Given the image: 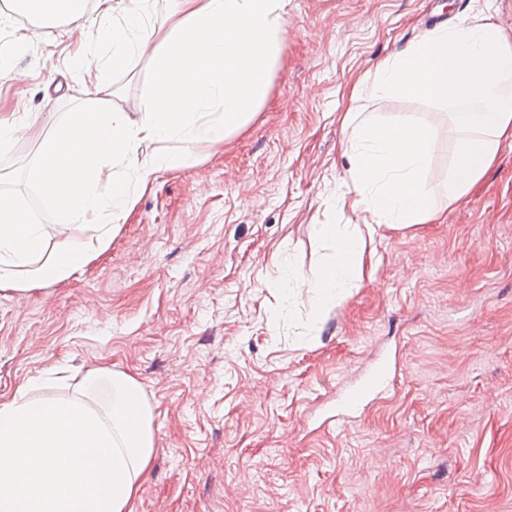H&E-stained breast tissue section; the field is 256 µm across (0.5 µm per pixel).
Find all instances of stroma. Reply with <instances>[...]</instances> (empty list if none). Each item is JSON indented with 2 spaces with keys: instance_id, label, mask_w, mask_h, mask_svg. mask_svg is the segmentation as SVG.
I'll use <instances>...</instances> for the list:
<instances>
[{
  "instance_id": "35a3bbf8",
  "label": "stroma",
  "mask_w": 512,
  "mask_h": 512,
  "mask_svg": "<svg viewBox=\"0 0 512 512\" xmlns=\"http://www.w3.org/2000/svg\"><path fill=\"white\" fill-rule=\"evenodd\" d=\"M470 0H288L266 99L220 145L157 173L109 247L68 279L20 297L0 290V399L29 380L66 396L87 370L136 379L154 408L156 453L134 512H512V145L481 184L435 220L380 227L357 288L312 320L282 300L278 259L315 271L330 253L317 224L358 222L332 204L340 120L353 80L455 21ZM16 58L21 112L63 115L83 98L59 29ZM148 61L114 70V103L134 113ZM360 109L438 129L428 181L448 174L445 112L417 101ZM43 136L0 158L54 242L30 170ZM394 355L391 391L336 428L337 399Z\"/></svg>"
}]
</instances>
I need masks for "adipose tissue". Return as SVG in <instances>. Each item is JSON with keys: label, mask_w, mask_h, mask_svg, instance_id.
I'll return each instance as SVG.
<instances>
[{"label": "adipose tissue", "mask_w": 512, "mask_h": 512, "mask_svg": "<svg viewBox=\"0 0 512 512\" xmlns=\"http://www.w3.org/2000/svg\"><path fill=\"white\" fill-rule=\"evenodd\" d=\"M169 28L148 32L149 0H10L11 13L38 27H65L82 47L72 67L85 97L62 119L0 113V149L24 126L45 133L34 178L62 232L78 248L52 245L37 215L0 194V290L28 294L69 277L109 246L157 172L185 165L191 148L240 131L266 98L288 22V0H173ZM150 62L138 112L112 103L111 70ZM397 95L451 110L457 132L448 177L430 186L433 126L346 112L348 132L336 203L367 215L361 224H319L332 253L317 274L283 265L274 286L306 295L313 310L341 301L381 226L424 224L461 201L512 141V33L474 0L470 16L428 30L353 85L350 97ZM167 149L142 156L144 143ZM121 166L102 181L104 166ZM109 379L112 396L91 391ZM36 383L0 400V512H133L155 453L152 407L131 377L89 370L75 394L36 395Z\"/></svg>", "instance_id": "obj_1"}]
</instances>
